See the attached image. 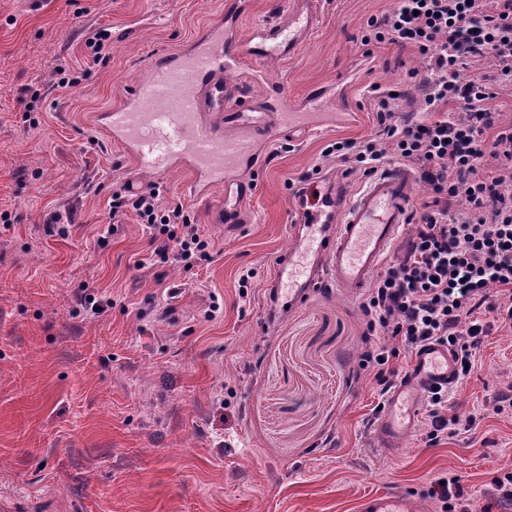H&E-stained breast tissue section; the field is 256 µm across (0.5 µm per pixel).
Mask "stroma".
I'll list each match as a JSON object with an SVG mask.
<instances>
[{
  "label": "stroma",
  "mask_w": 512,
  "mask_h": 512,
  "mask_svg": "<svg viewBox=\"0 0 512 512\" xmlns=\"http://www.w3.org/2000/svg\"><path fill=\"white\" fill-rule=\"evenodd\" d=\"M395 5L0 0V501L28 512H357L362 499L401 490L419 512H436L428 489L449 472L475 512H503L493 480L512 469V415H494L491 401L512 382V329L495 331L453 387V413L478 416L475 430L433 445L419 420L385 454L376 439L385 399L360 367L361 296L328 286L265 321L301 177L323 165L328 144L375 138L365 86L403 90L424 69L412 47L361 42L367 19ZM294 11L314 14V29L271 59L249 94L270 85L294 104L332 90L355 121L273 142L241 203L247 221L230 233L211 205L185 197V172L169 173L157 185L183 203L213 259L140 267L152 246L136 217L107 231L113 183L137 175L93 115L222 20L236 24L238 67L250 70L253 33ZM90 26L111 32L93 66ZM82 65L77 87H58L59 69ZM30 87L41 100L28 113ZM53 219L67 236L49 231ZM84 290L111 307L79 312Z\"/></svg>",
  "instance_id": "1"
}]
</instances>
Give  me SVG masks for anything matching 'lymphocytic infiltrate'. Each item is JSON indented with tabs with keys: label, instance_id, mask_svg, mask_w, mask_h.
Instances as JSON below:
<instances>
[{
	"label": "lymphocytic infiltrate",
	"instance_id": "obj_1",
	"mask_svg": "<svg viewBox=\"0 0 512 512\" xmlns=\"http://www.w3.org/2000/svg\"><path fill=\"white\" fill-rule=\"evenodd\" d=\"M361 41L408 45L425 60L423 72L409 74L419 111L399 112L404 91L368 85L377 137L340 140L322 151L367 175L389 162L411 166L430 188L413 235L361 305L373 337L362 367L385 394L401 352L446 346L461 380L495 327L512 326V191L499 175L512 169V124H502L489 107L496 88L512 89V0H398L367 20ZM460 197L466 205L459 209ZM130 212L156 243L151 264L211 260L210 241L183 205L163 201L159 190L117 184L113 222ZM451 399L448 388L427 394L430 442L449 427L477 426L476 417L447 416Z\"/></svg>",
	"mask_w": 512,
	"mask_h": 512
}]
</instances>
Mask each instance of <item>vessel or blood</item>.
I'll use <instances>...</instances> for the list:
<instances>
[{"instance_id":"1","label":"vessel or blood","mask_w":512,"mask_h":512,"mask_svg":"<svg viewBox=\"0 0 512 512\" xmlns=\"http://www.w3.org/2000/svg\"><path fill=\"white\" fill-rule=\"evenodd\" d=\"M260 36L264 56L278 55L295 42L280 24L263 27ZM238 50L235 29L220 24L204 29L130 101L104 114L103 133L138 167L158 174L189 169L193 180L186 192L195 200L207 201L217 187L225 197L244 199L252 191L245 174L263 165L269 143L293 130L333 123L336 115L324 111L321 91L300 106L264 96L251 108H238L240 84L226 77ZM412 190L413 177L401 168L374 175L355 195L345 181L333 182L320 208L302 214L304 233L293 234L287 255L275 267L277 303L268 308L267 321L276 322L280 305L300 302L325 285L361 294L409 220ZM454 370L447 347L433 345L414 356L379 421L380 448L399 449L418 417L421 396L453 384ZM358 512L417 508L411 495L395 491L365 499Z\"/></svg>"}]
</instances>
